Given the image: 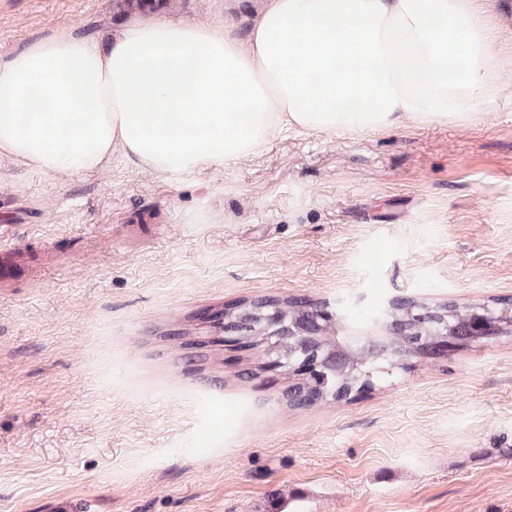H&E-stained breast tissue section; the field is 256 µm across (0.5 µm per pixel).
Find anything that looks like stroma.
<instances>
[{
  "instance_id": "obj_1",
  "label": "stroma",
  "mask_w": 512,
  "mask_h": 512,
  "mask_svg": "<svg viewBox=\"0 0 512 512\" xmlns=\"http://www.w3.org/2000/svg\"><path fill=\"white\" fill-rule=\"evenodd\" d=\"M263 0H167L179 22ZM116 0H0V52L107 44ZM0 512H512V335L291 407L284 378L165 335L257 297L512 299V105L360 134L282 130L176 180L0 157Z\"/></svg>"
}]
</instances>
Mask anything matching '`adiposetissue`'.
<instances>
[{
  "label": "adipose tissue",
  "instance_id": "adipose-tissue-1",
  "mask_svg": "<svg viewBox=\"0 0 512 512\" xmlns=\"http://www.w3.org/2000/svg\"><path fill=\"white\" fill-rule=\"evenodd\" d=\"M500 61L478 0H268L243 38L156 19L102 48L58 33L0 57V154L57 177L117 149L177 177L238 163L281 127L463 125L512 104Z\"/></svg>",
  "mask_w": 512,
  "mask_h": 512
}]
</instances>
